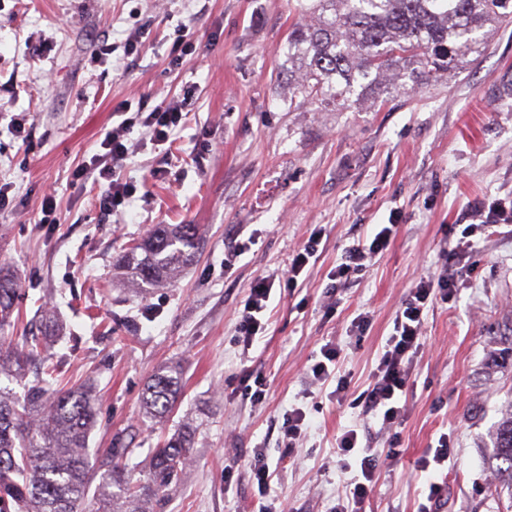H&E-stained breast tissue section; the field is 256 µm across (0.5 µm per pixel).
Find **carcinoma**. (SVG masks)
Here are the masks:
<instances>
[{"mask_svg":"<svg viewBox=\"0 0 512 512\" xmlns=\"http://www.w3.org/2000/svg\"><path fill=\"white\" fill-rule=\"evenodd\" d=\"M301 21L288 32V64L299 73L305 97L340 110L353 96L399 90L402 79L420 81L456 70L481 55L492 32L512 22V0H297ZM199 224H156L145 238L120 251L114 266L138 288L174 283L196 258ZM21 284L0 267V328L12 323ZM51 316L44 328L17 345L0 336V376L22 378L39 365L24 401L0 388V512H81L91 485L94 512H152L191 460L190 431L152 451L136 479L128 468L133 448H107L91 464L89 438L97 419L92 385L55 389L57 365L48 353ZM181 389L169 368L152 374L142 407L161 424ZM496 454L512 480V415L498 427Z\"/></svg>","mask_w":512,"mask_h":512,"instance_id":"cac0c4a2","label":"carcinoma"}]
</instances>
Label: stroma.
Returning <instances> with one entry per match:
<instances>
[{
  "instance_id": "stroma-1",
  "label": "stroma",
  "mask_w": 512,
  "mask_h": 512,
  "mask_svg": "<svg viewBox=\"0 0 512 512\" xmlns=\"http://www.w3.org/2000/svg\"><path fill=\"white\" fill-rule=\"evenodd\" d=\"M296 0H0V99L28 114L20 143L0 122V266L21 282V342L51 310V349L60 386L93 383L98 419L89 447H131L147 459L165 437L195 434L193 460L156 512H257L256 457L275 475L270 497L287 512H330L347 473L336 438L356 427L382 460L365 512H416L427 478L442 482L432 512H506L507 465L495 432L512 411V230L478 228L466 256L470 276L435 301L422 328L425 346L406 394V415L382 427L362 408L338 406L336 383L310 380L321 347L338 344L339 369L361 394L404 292L440 265L456 243L470 201L512 197V22L462 70L405 83L384 103L372 92L336 110L304 101L286 72ZM143 33L141 55L125 52L129 30ZM183 31L194 51L184 64L169 48ZM112 52L91 59L100 41ZM195 93L185 124L161 147L129 134L122 175L135 187L129 205L105 210L100 188L75 172L118 124L114 110H151ZM162 167L166 179H151ZM54 196L56 224L41 223ZM397 220L376 256L330 309L328 274L345 247L374 225ZM156 224L205 229L193 266L171 286L127 287L116 254ZM323 251L304 284L270 307L251 348L237 341L240 312L258 275L285 274L288 257L315 231ZM248 253L225 265L238 242ZM365 316V331L353 321ZM182 370L169 421L145 419L149 375ZM265 380L253 402L245 372ZM302 408L301 448L288 453L280 429ZM448 470L418 467L440 436ZM398 449L389 460L388 449Z\"/></svg>"
}]
</instances>
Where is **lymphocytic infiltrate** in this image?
<instances>
[{"label":"lymphocytic infiltrate","mask_w":512,"mask_h":512,"mask_svg":"<svg viewBox=\"0 0 512 512\" xmlns=\"http://www.w3.org/2000/svg\"><path fill=\"white\" fill-rule=\"evenodd\" d=\"M185 100L160 104L150 111H138L123 119L107 132L100 143L99 153L82 165L77 172L79 178L92 181L103 189L102 200L111 209L126 205L134 188L124 181L121 172L129 155L127 136L134 127L144 128L153 145L169 142L173 131L185 120ZM398 230L391 223L374 234L367 242H356L348 246L340 264L330 272L336 283H345L351 274L361 272L368 261L383 253ZM471 228H464L459 240L447 256L457 259V266H444L433 275L421 277L409 288L394 319V331L388 337L373 372V381L361 395L367 411L375 413L383 424L391 426L402 421L404 408L401 398L412 383V364L423 346L421 329L425 313L437 299L447 298L456 281L468 272L461 259L471 248ZM276 279L271 275L256 277L249 286V293L241 312L238 340L244 346H252L255 337L266 326V313ZM338 451L356 453L358 469L346 486L345 494L339 498L331 512H361L362 506L375 487L377 460L368 449L362 447L356 429L345 430L336 440Z\"/></svg>","instance_id":"f902f5d3"}]
</instances>
